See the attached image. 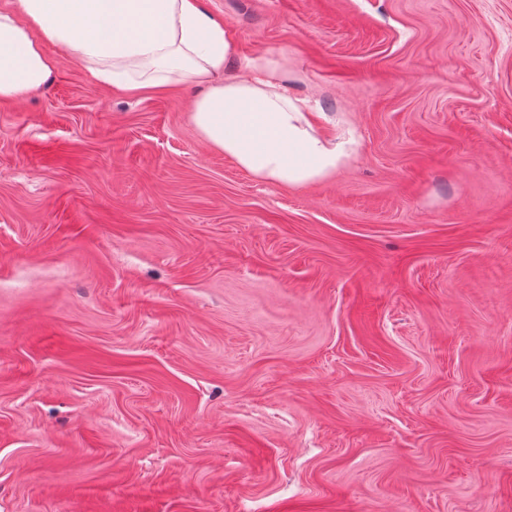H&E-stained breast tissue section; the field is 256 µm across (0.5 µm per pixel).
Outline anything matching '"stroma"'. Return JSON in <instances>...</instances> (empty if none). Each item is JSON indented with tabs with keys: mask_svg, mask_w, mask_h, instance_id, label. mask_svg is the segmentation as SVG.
<instances>
[{
	"mask_svg": "<svg viewBox=\"0 0 512 512\" xmlns=\"http://www.w3.org/2000/svg\"><path fill=\"white\" fill-rule=\"evenodd\" d=\"M350 122L254 180L59 47L0 101V512H512V0H205Z\"/></svg>",
	"mask_w": 512,
	"mask_h": 512,
	"instance_id": "1",
	"label": "stroma"
}]
</instances>
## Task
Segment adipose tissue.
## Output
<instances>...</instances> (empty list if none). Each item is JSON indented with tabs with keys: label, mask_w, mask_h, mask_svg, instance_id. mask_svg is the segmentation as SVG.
Wrapping results in <instances>:
<instances>
[{
	"label": "adipose tissue",
	"mask_w": 512,
	"mask_h": 512,
	"mask_svg": "<svg viewBox=\"0 0 512 512\" xmlns=\"http://www.w3.org/2000/svg\"><path fill=\"white\" fill-rule=\"evenodd\" d=\"M50 45L121 89H153L174 76L201 85L189 122L256 180L324 182L355 155V129L325 112L312 117L289 91L287 66L258 57L224 78L234 44L203 0H8L0 7V101L23 99L48 79Z\"/></svg>",
	"instance_id": "1"
}]
</instances>
